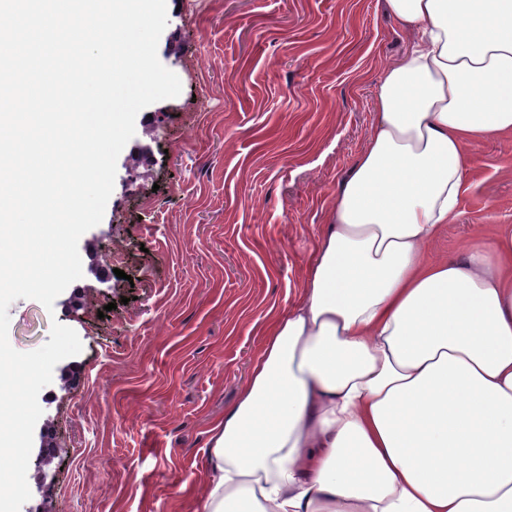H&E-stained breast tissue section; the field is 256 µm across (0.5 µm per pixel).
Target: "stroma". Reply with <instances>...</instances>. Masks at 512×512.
Returning <instances> with one entry per match:
<instances>
[{
	"instance_id": "stroma-1",
	"label": "stroma",
	"mask_w": 512,
	"mask_h": 512,
	"mask_svg": "<svg viewBox=\"0 0 512 512\" xmlns=\"http://www.w3.org/2000/svg\"><path fill=\"white\" fill-rule=\"evenodd\" d=\"M167 14L158 58L182 91L138 114L104 217L79 240L82 277L53 310L8 309L18 351L55 321L82 343L39 394L21 512H201L209 429L268 312L295 301L369 132L378 67L405 49L380 0H167ZM471 168L432 255L512 224V152L477 146ZM114 247L123 262L102 265Z\"/></svg>"
}]
</instances>
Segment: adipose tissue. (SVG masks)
Listing matches in <instances>:
<instances>
[{"label": "adipose tissue", "mask_w": 512, "mask_h": 512, "mask_svg": "<svg viewBox=\"0 0 512 512\" xmlns=\"http://www.w3.org/2000/svg\"><path fill=\"white\" fill-rule=\"evenodd\" d=\"M407 49L308 261L210 429L204 512H512V225L430 245L512 146V0H383Z\"/></svg>", "instance_id": "ef3b65f1"}]
</instances>
